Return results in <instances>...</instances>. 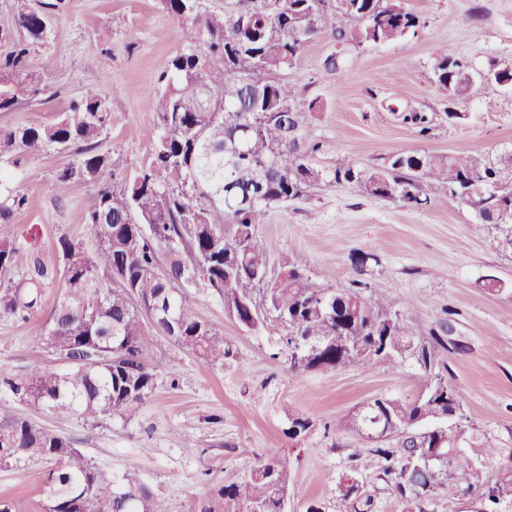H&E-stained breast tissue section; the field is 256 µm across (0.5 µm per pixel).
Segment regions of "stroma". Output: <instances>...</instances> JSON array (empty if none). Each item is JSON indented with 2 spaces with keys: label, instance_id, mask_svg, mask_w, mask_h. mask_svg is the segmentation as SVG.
I'll return each instance as SVG.
<instances>
[{
  "label": "stroma",
  "instance_id": "35a3bbf8",
  "mask_svg": "<svg viewBox=\"0 0 512 512\" xmlns=\"http://www.w3.org/2000/svg\"><path fill=\"white\" fill-rule=\"evenodd\" d=\"M400 4L421 17L416 34L341 49L324 32L304 45L294 68L280 73L302 103L316 106L308 129L324 146L317 164L328 170L347 156L368 170L403 151L467 152L485 163L511 156L512 85L488 81L477 95L453 98L438 86L433 68L443 52L478 72L512 66V0ZM182 28L164 0H64L51 18L48 44L29 55L31 70L54 98L0 112V129L47 125L72 100L101 97L110 107L100 146L110 157L104 179L121 185L149 161L157 127L146 92L182 47ZM338 52L345 69H326L327 57ZM407 109L430 117L427 136L401 121ZM452 111L460 120H449ZM77 162L76 153L51 151L17 170L15 186L27 201L11 223L0 224V240L14 243L16 272L38 261L51 277L27 320L0 316L2 373L19 377L35 367H63L39 335L64 280L58 240L89 251L97 246L83 222L96 183L58 178ZM255 241L267 249L270 276L298 258L323 287L362 281L388 290L399 319L434 345L437 373L460 394L463 449L488 479L498 477L512 461V223H482L466 203L406 206L370 196L354 182L322 183L271 209ZM185 293L193 314L222 333L232 350L223 368L161 336L147 358L158 370L155 387L132 417L96 425L77 415L61 420L5 394L0 407L70 438L101 471L137 472L168 512H190L275 453L289 460L283 512H302L311 499L323 512H336L348 457L368 446L352 423L355 407L379 396L417 399L423 388L414 359L296 374L289 369L284 324L270 317L246 330L212 289L196 283ZM297 415L312 425L293 439L288 428ZM47 469L42 462L0 466V498L12 500L16 512H43Z\"/></svg>",
  "mask_w": 512,
  "mask_h": 512
}]
</instances>
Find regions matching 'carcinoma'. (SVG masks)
I'll use <instances>...</instances> for the list:
<instances>
[{
  "mask_svg": "<svg viewBox=\"0 0 512 512\" xmlns=\"http://www.w3.org/2000/svg\"><path fill=\"white\" fill-rule=\"evenodd\" d=\"M241 8L202 13L196 0H165L185 21L183 47L170 59L149 92L158 134L149 164L127 176L115 190L102 184L85 203L84 223L98 245L88 252L59 239L64 291L42 335L53 337L52 352L66 353L59 371L32 369L24 377L0 375V390L50 414H77L88 421L133 416L155 386V368L146 360L154 336H166L210 367H224L230 349L224 336L190 311L182 288L197 281L213 289L224 310L242 327L250 317L243 295L267 267L266 248L254 241L255 226L269 209L328 182H357L374 197L405 205L430 202L422 182L441 192L445 204L465 202L484 224L512 220V190L499 187L500 168L480 164L467 153L405 152L368 171L343 158L326 171L314 163L319 144L307 140L306 112L315 104L298 101L294 87L276 75L294 67L306 42L330 30L342 45L381 44L421 26V18L399 0H243ZM59 3L42 0L35 8L17 0L18 38L0 56V112L46 88L30 70V47L48 43L46 26ZM462 61L438 55L436 83L454 96L469 95L478 81ZM110 109L105 100L85 97L70 104L61 120L43 126L0 129V224H10L26 197L14 187V169L49 150H73L77 167L58 175L98 181L110 166L98 150ZM402 121L423 135L430 130L424 112L409 111ZM278 158L276 171L261 184L255 166ZM14 244L0 241V314L27 318L38 305L48 271L39 262L12 275ZM265 304L288 327L293 339L313 342L290 355L291 369L304 373L336 364L370 366L379 360L415 359L425 392L413 403L377 399L400 434L397 448L381 441L352 455V471L366 469L369 455L378 476L414 512L412 505L442 494L450 499L477 494L479 512L512 504V463L493 481L477 461L457 447L460 427L420 429L437 408L461 410L453 386L432 375L434 348L416 339L393 312L386 290L364 296L361 288L332 291L312 283L299 262L266 285ZM445 447L435 448L437 438ZM45 460L44 512H168L137 476L114 477L97 470L69 438L26 419L0 412V463ZM288 460L274 454L260 461L250 477L221 486L191 512H281ZM345 512L371 507L363 485L341 484Z\"/></svg>",
  "mask_w": 512,
  "mask_h": 512,
  "instance_id": "1",
  "label": "carcinoma"
}]
</instances>
